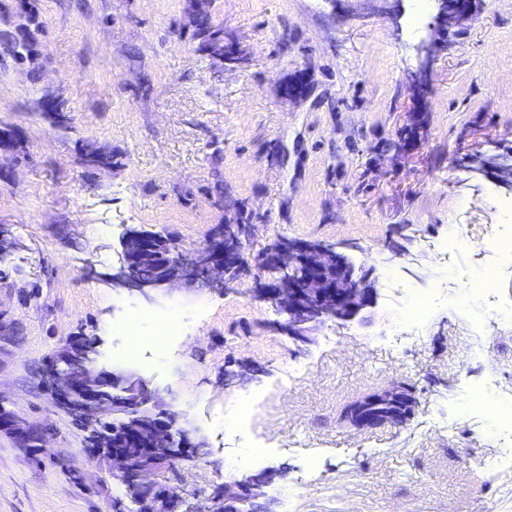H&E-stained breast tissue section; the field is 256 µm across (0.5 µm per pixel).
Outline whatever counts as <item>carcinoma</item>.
Segmentation results:
<instances>
[{"instance_id":"1","label":"carcinoma","mask_w":512,"mask_h":512,"mask_svg":"<svg viewBox=\"0 0 512 512\" xmlns=\"http://www.w3.org/2000/svg\"><path fill=\"white\" fill-rule=\"evenodd\" d=\"M0 8L18 18L14 35L0 38V56H8L14 61L26 64L34 69L38 67L42 46L44 22L38 8L37 0H0ZM185 13L192 27V40L195 50L210 59V63H224V25L216 24L211 16L195 11L191 2H186ZM37 108L60 126L65 123L64 103L49 94L42 95L37 101ZM84 160L91 166L109 167L112 165V153L105 152L91 145L81 146Z\"/></svg>"}]
</instances>
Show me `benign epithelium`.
I'll list each match as a JSON object with an SVG mask.
<instances>
[{
	"label": "benign epithelium",
	"instance_id": "7a95c632",
	"mask_svg": "<svg viewBox=\"0 0 512 512\" xmlns=\"http://www.w3.org/2000/svg\"><path fill=\"white\" fill-rule=\"evenodd\" d=\"M435 13L428 25L430 34L417 46L418 68L413 77H426L436 56L445 49L441 34L469 20L477 10L476 0H434ZM469 170L490 172L512 187V157H467ZM250 236L226 224L202 246L185 252L168 236L145 230H130L121 240L120 265L110 282L143 295L169 291L181 285L198 289H235L252 273L273 272L269 281L258 282L253 298L266 302L285 316L280 330L298 343L313 342L311 330L326 323L343 325L357 319L377 298L375 268L357 264L349 246L326 241L285 239L259 254V262L247 259ZM152 276L140 275L144 268ZM97 340L71 338L63 343L45 369L57 404L75 416L91 441L84 454L92 462L104 461L112 479L125 490L138 512H196L183 507L176 492L165 482L169 465L177 460H199L209 455L207 440L191 421L166 408L163 391L125 367L97 365ZM416 389L391 384L370 393V401L391 406L402 403L399 412L385 417L397 424L406 419L416 404ZM344 416L358 427L379 425L376 415L364 404L348 406ZM5 433L24 447L43 438L26 418L0 408V434ZM273 474L243 473L224 480L215 488L212 503L226 512H274L273 501L264 488Z\"/></svg>",
	"mask_w": 512,
	"mask_h": 512
}]
</instances>
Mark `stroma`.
<instances>
[{
	"instance_id": "obj_1",
	"label": "stroma",
	"mask_w": 512,
	"mask_h": 512,
	"mask_svg": "<svg viewBox=\"0 0 512 512\" xmlns=\"http://www.w3.org/2000/svg\"><path fill=\"white\" fill-rule=\"evenodd\" d=\"M38 4L39 69L0 57V125L20 139L0 156V406L50 435L37 455L0 436V512H111L118 497L43 376L75 336L98 340L101 365L170 390L207 437L208 459L170 474L187 505L209 507L233 457L239 474L275 470L276 512H512V467H490L495 425L473 404L482 390L512 404V325L491 323L483 300L457 306L485 266L496 300L512 304V258L486 249L512 232L498 207L512 190L464 164L476 150L512 155V0H478L419 88L409 73L428 30L413 21L416 0H213L241 53L218 71L195 50L184 0ZM304 68L309 94L282 100L281 83ZM46 93L65 104L66 126L38 111ZM416 112L426 132L392 160L386 146ZM84 144L110 151L111 167L88 166ZM241 213L255 226L252 257L279 239L353 245L376 269V305L299 346L250 278L151 301L108 283L128 230L189 251ZM452 225L463 243L442 249ZM411 289L435 304L398 340ZM170 312L178 336L130 355L123 324L147 338ZM298 364L307 373L292 374ZM398 381L417 389L405 423L341 421L348 403ZM244 396L256 407L241 436L224 421ZM252 446L264 455L241 457Z\"/></svg>"
}]
</instances>
